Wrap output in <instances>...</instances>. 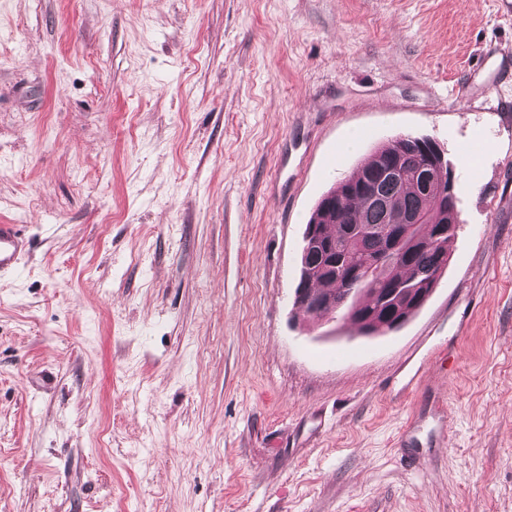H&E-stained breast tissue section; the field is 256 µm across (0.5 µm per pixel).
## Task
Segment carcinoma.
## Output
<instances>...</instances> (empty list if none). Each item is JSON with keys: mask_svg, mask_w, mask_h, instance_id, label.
<instances>
[{"mask_svg": "<svg viewBox=\"0 0 512 512\" xmlns=\"http://www.w3.org/2000/svg\"><path fill=\"white\" fill-rule=\"evenodd\" d=\"M432 144L428 138L403 135L374 150L357 171L326 194L334 200L333 208L324 212L317 204L306 226L305 232H317L320 243L302 249L299 285L340 301L359 293L364 266L386 257L390 230L406 223L413 212L425 216L419 228L424 242L383 261L372 276L379 287L399 292L386 300L375 297L373 290L366 292L369 300L360 308L364 317L356 321L366 334L380 329L387 311H412L415 296L404 285L430 288L442 274L441 256L458 224L457 197L454 185L444 191L439 181L417 177L431 160L441 161ZM352 239L355 250L349 251Z\"/></svg>", "mask_w": 512, "mask_h": 512, "instance_id": "carcinoma-1", "label": "carcinoma"}]
</instances>
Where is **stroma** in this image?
I'll list each match as a JSON object with an SVG mask.
<instances>
[{"label":"stroma","instance_id":"1","mask_svg":"<svg viewBox=\"0 0 512 512\" xmlns=\"http://www.w3.org/2000/svg\"><path fill=\"white\" fill-rule=\"evenodd\" d=\"M490 47L495 0H0V512H512V79L455 97ZM402 134L444 272L397 331L304 319L310 214ZM25 245L17 224H0V275L15 269ZM457 336H452L448 342L441 344H433L427 349L426 354H421L418 351L412 352L405 360L402 366V372L407 377L406 387H412V390L417 389L422 383V378L425 376L427 366L433 354L442 355L444 362L447 360L446 347H451L457 341ZM429 425L428 435L431 439V443H434L435 446L447 443V410L442 404V401H435L434 409L430 413Z\"/></svg>","mask_w":512,"mask_h":512}]
</instances>
